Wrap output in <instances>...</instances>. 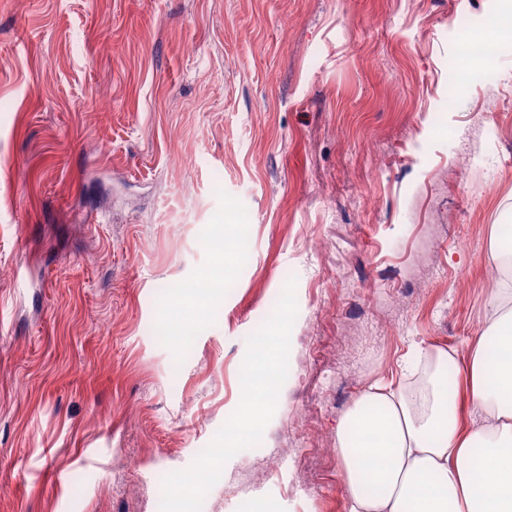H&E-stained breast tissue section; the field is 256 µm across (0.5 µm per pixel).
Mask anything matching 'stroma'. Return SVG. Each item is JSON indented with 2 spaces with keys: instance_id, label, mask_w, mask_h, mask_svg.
<instances>
[{
  "instance_id": "35a3bbf8",
  "label": "stroma",
  "mask_w": 512,
  "mask_h": 512,
  "mask_svg": "<svg viewBox=\"0 0 512 512\" xmlns=\"http://www.w3.org/2000/svg\"><path fill=\"white\" fill-rule=\"evenodd\" d=\"M490 8L0 0V512H184L159 476L204 467L198 512H349L353 398L485 330L512 46L460 95L448 69L451 21ZM261 354L262 442L223 454Z\"/></svg>"
}]
</instances>
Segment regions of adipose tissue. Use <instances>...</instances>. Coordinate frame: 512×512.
Returning a JSON list of instances; mask_svg holds the SVG:
<instances>
[{"label":"adipose tissue","instance_id":"ef3b65f1","mask_svg":"<svg viewBox=\"0 0 512 512\" xmlns=\"http://www.w3.org/2000/svg\"><path fill=\"white\" fill-rule=\"evenodd\" d=\"M461 378L361 392L336 427L350 512H512V294L493 291Z\"/></svg>","mask_w":512,"mask_h":512}]
</instances>
